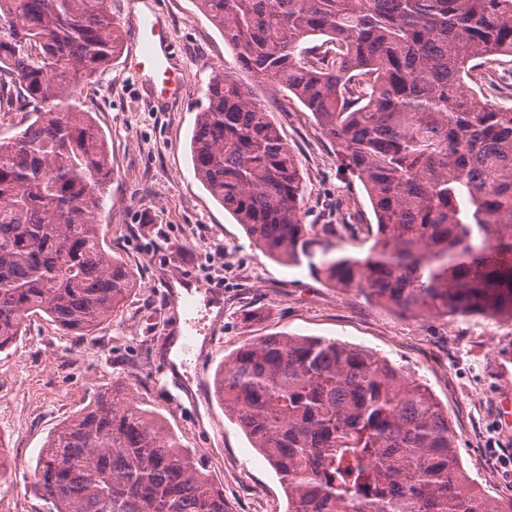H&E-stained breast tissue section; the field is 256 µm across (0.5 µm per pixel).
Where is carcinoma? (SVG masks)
Returning <instances> with one entry per match:
<instances>
[{
    "mask_svg": "<svg viewBox=\"0 0 512 512\" xmlns=\"http://www.w3.org/2000/svg\"><path fill=\"white\" fill-rule=\"evenodd\" d=\"M198 2L251 80L210 79L191 160L248 237L404 315L512 318V106L462 88L512 56V0ZM121 49L108 0H0V103L35 114L0 140V351L32 313L85 336L136 286L102 244L110 160L79 103ZM261 83L299 99L364 187L367 254L336 255L302 223L299 164ZM213 387L288 512H512L472 486L428 387L373 352L267 336L223 360ZM33 475L51 512H229L192 450L121 387L60 423Z\"/></svg>",
    "mask_w": 512,
    "mask_h": 512,
    "instance_id": "obj_1",
    "label": "carcinoma"
}]
</instances>
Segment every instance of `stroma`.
<instances>
[{"mask_svg": "<svg viewBox=\"0 0 512 512\" xmlns=\"http://www.w3.org/2000/svg\"><path fill=\"white\" fill-rule=\"evenodd\" d=\"M123 51L145 9L162 15L171 67L188 81L180 98L113 61L81 93L110 152L103 245L137 282L111 321L91 336L68 334L35 313L0 351V451L20 459L0 484V512H49L31 487L33 468L57 425L119 383L198 451L232 512H287L274 470L213 396L224 356L272 334L318 336L376 353L426 384L448 415L458 455L474 484L512 498V318L401 315L354 288H334L307 266L272 260L201 184L189 141L212 76L233 67L224 37L197 0H109ZM466 84L498 104L512 102V57L472 73ZM303 178V223L334 225L331 240L366 253L375 217L362 184L342 170L335 145L292 94L259 87ZM188 332L195 351L173 365L168 351Z\"/></svg>", "mask_w": 512, "mask_h": 512, "instance_id": "obj_1", "label": "stroma"}]
</instances>
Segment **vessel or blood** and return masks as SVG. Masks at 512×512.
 <instances>
[{
    "label": "vessel or blood",
    "instance_id": "obj_1",
    "mask_svg": "<svg viewBox=\"0 0 512 512\" xmlns=\"http://www.w3.org/2000/svg\"><path fill=\"white\" fill-rule=\"evenodd\" d=\"M135 39L141 43L142 50L139 54L127 56V67L159 87L161 96L177 97L182 90L183 80L166 66L169 43L165 20L154 12L145 15Z\"/></svg>",
    "mask_w": 512,
    "mask_h": 512
}]
</instances>
